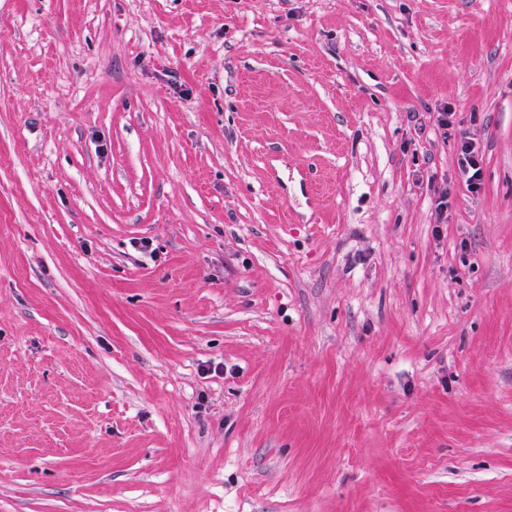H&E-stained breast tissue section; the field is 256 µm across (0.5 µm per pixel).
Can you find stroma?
I'll return each instance as SVG.
<instances>
[{
    "label": "stroma",
    "mask_w": 512,
    "mask_h": 512,
    "mask_svg": "<svg viewBox=\"0 0 512 512\" xmlns=\"http://www.w3.org/2000/svg\"><path fill=\"white\" fill-rule=\"evenodd\" d=\"M0 512H512V0H0ZM461 159L460 168L466 175L467 187L475 192L480 188L482 180V170L479 167L478 161L474 157L473 149L468 142H463L461 145Z\"/></svg>",
    "instance_id": "stroma-1"
}]
</instances>
